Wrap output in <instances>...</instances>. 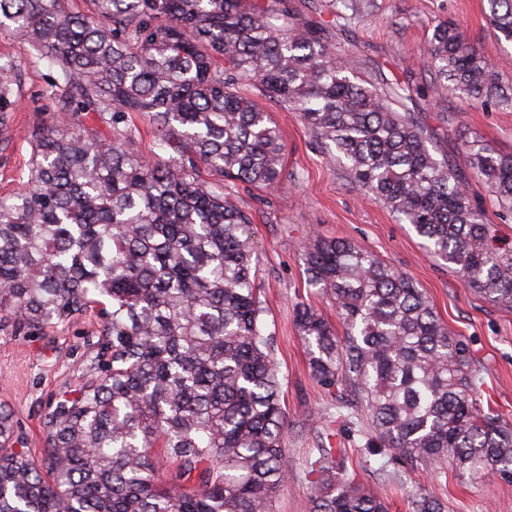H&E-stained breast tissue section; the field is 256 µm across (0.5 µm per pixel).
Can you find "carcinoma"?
Instances as JSON below:
<instances>
[{"mask_svg": "<svg viewBox=\"0 0 512 512\" xmlns=\"http://www.w3.org/2000/svg\"><path fill=\"white\" fill-rule=\"evenodd\" d=\"M332 20L290 0H0V32L59 72L60 117L33 128L26 189L0 200V327L37 335L91 314L99 339L83 379L42 422L41 461L13 449L0 405V512H273L288 480L287 416L256 283L253 221L238 184L283 177L280 130L255 100L298 114L358 187L396 212L480 296L512 306V247L468 181L398 107L421 87L355 75L333 56ZM512 43V0H485ZM431 96L512 108L495 64L454 25L433 28ZM18 74L0 64V113ZM134 115L153 158L132 149ZM471 169L512 212V152L462 142ZM302 260L342 332L296 309L312 375L364 403L372 455L512 480V421L480 398L482 369L408 275L342 238ZM174 465L162 483L154 458ZM318 474L309 512H388L344 462ZM413 512H445L421 492ZM132 120L140 132L135 140L134 149L143 156L149 157L151 155L150 149L152 148L154 140V130L145 117L133 116Z\"/></svg>", "mask_w": 512, "mask_h": 512, "instance_id": "obj_1", "label": "carcinoma"}]
</instances>
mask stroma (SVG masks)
<instances>
[{"mask_svg":"<svg viewBox=\"0 0 512 512\" xmlns=\"http://www.w3.org/2000/svg\"><path fill=\"white\" fill-rule=\"evenodd\" d=\"M455 24L488 58L501 61L499 82L512 89V44L498 40L484 13L483 0H369L354 22L334 37L335 51L357 52V72L415 86L429 85L426 48L438 22ZM0 59L20 66L18 102L0 127V198L23 189L31 156L29 136L38 123L58 116L51 93L58 70L38 58L21 38L0 33ZM278 125L284 143V176L277 189L237 187L242 209L251 213L258 280L271 353L279 370L281 398L287 412L288 481L275 512H306L313 491L311 464L326 448L342 450L358 482L386 494L390 512H411V500L426 488L447 512H512V482L462 479L453 466L435 470L361 450L355 422L336 423L335 401L312 377L294 323L297 303L311 305L329 322L336 308L316 288L307 286L301 250L315 236L345 238L375 253L384 263L409 274L427 293L448 327L466 336L484 368L482 391L512 419V307L497 305L466 288L452 265L433 258L411 225L351 182L346 171L325 153L295 113L276 100L259 98ZM408 112L424 115L432 130L436 156L448 157L468 177L472 195L486 223L496 225L512 245V213L500 208L488 187L473 177L462 141L479 139L512 152V109L471 105L449 96L413 98ZM92 327L81 319L43 336L0 331V404L11 408L16 432L30 453L40 446V422L56 394L76 385L91 353Z\"/></svg>","mask_w":512,"mask_h":512,"instance_id":"obj_1","label":"stroma"}]
</instances>
